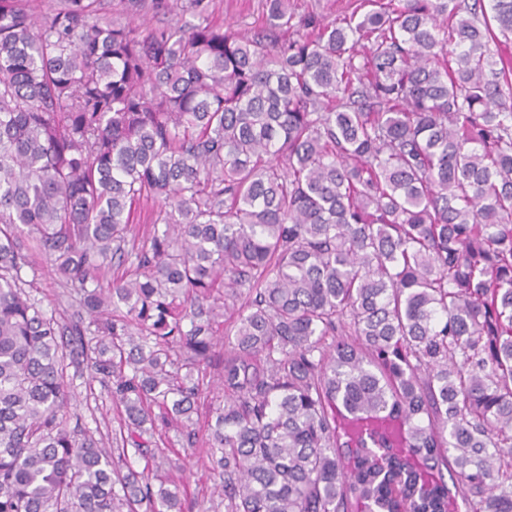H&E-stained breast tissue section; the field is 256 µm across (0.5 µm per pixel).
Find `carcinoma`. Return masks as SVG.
Segmentation results:
<instances>
[{
	"mask_svg": "<svg viewBox=\"0 0 512 512\" xmlns=\"http://www.w3.org/2000/svg\"><path fill=\"white\" fill-rule=\"evenodd\" d=\"M97 2L0 0V512H183L128 459L215 379L211 512H512V0ZM210 20L217 24L251 26L258 17V0H213ZM156 206L152 201H143L137 207L134 215V225H136V233L139 234V238L148 237L149 234L153 233V222L155 220ZM19 245L32 254L33 264L36 268L35 284L37 291L33 294L43 301L47 309H55V315L61 324H69L82 317L88 322L87 315L79 305L73 294L68 297L67 289L61 284L59 275L44 262L36 248V242L27 233H21L18 239ZM66 382L71 388L73 394V407L77 406V412L82 414V423L94 432L96 438L100 435L95 432L98 426L103 437H107V433L112 434V425L116 424L118 411L112 405V401L107 392L96 381L92 380V373L86 365L80 368L70 367L67 370ZM89 385H91L93 396H89L88 406L86 405V394H90ZM97 405V406H96ZM88 407L90 409H88Z\"/></svg>",
	"mask_w": 512,
	"mask_h": 512,
	"instance_id": "obj_1",
	"label": "carcinoma"
}]
</instances>
